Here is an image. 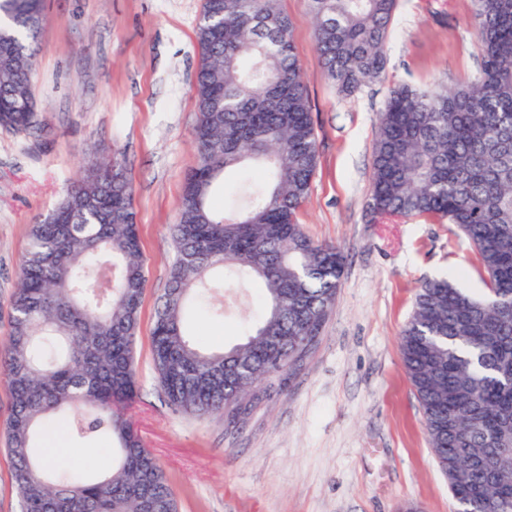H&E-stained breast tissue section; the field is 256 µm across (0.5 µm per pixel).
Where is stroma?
Masks as SVG:
<instances>
[{
    "label": "stroma",
    "mask_w": 512,
    "mask_h": 512,
    "mask_svg": "<svg viewBox=\"0 0 512 512\" xmlns=\"http://www.w3.org/2000/svg\"><path fill=\"white\" fill-rule=\"evenodd\" d=\"M33 76L38 125L0 127V343L10 332L31 224L59 203L100 149L125 155L146 271L136 338L138 395L127 407L167 474L180 512H455L408 381L399 337L418 288L448 278L486 285L456 225L382 221L369 209L379 115L402 83L452 85L478 70L471 0H399L382 77L337 93L316 50L308 0H280L292 22L318 144L301 220L347 260L321 340L304 368L248 415L172 409L150 363L155 307L168 284L187 173L203 0H46ZM223 308V319L212 311ZM264 311L252 288H225L189 308L204 349L242 342Z\"/></svg>",
    "instance_id": "1"
}]
</instances>
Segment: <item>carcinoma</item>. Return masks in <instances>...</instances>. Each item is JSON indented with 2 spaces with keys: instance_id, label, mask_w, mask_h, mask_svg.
Masks as SVG:
<instances>
[{
  "instance_id": "carcinoma-1",
  "label": "carcinoma",
  "mask_w": 512,
  "mask_h": 512,
  "mask_svg": "<svg viewBox=\"0 0 512 512\" xmlns=\"http://www.w3.org/2000/svg\"><path fill=\"white\" fill-rule=\"evenodd\" d=\"M398 0H310L327 78L343 94L376 81ZM478 72L448 87L391 90L380 113L369 206L382 219L455 224L488 293L443 278L418 289L400 336L429 444L466 512H512V0H472ZM44 0H0V126L37 123L31 77ZM197 160L171 227L168 288L151 332L169 404L237 419L261 383L298 370L316 348L344 256L307 236L300 214L318 149L292 23L278 0H204L197 25ZM263 182L218 210L223 175ZM133 187L118 151L87 168L32 225L0 344L12 411L7 452L23 512H179L153 453L125 416L137 394L134 347L146 288ZM227 270L256 285L263 318L241 343L205 351L185 330L195 294ZM60 417L83 442L113 443L112 469L85 479L45 464L34 441Z\"/></svg>"
}]
</instances>
